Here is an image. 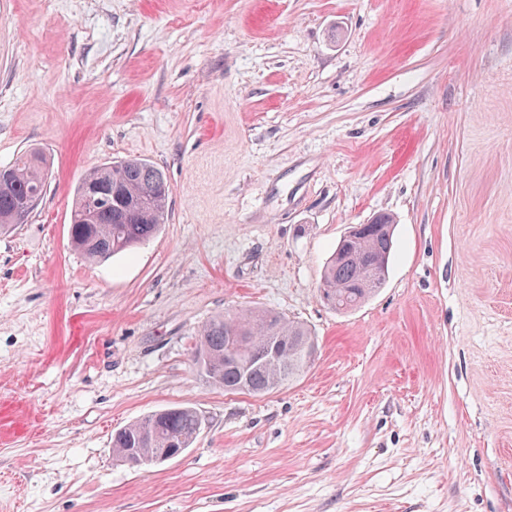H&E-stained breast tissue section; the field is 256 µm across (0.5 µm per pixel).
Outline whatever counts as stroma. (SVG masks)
<instances>
[{
    "label": "stroma",
    "mask_w": 512,
    "mask_h": 512,
    "mask_svg": "<svg viewBox=\"0 0 512 512\" xmlns=\"http://www.w3.org/2000/svg\"><path fill=\"white\" fill-rule=\"evenodd\" d=\"M53 163L0 232V512H512V0H0V165ZM144 158L168 221L88 262L83 175ZM395 220L382 288L319 292L350 226ZM272 308L315 361L262 395L193 365ZM195 408L181 456L112 433ZM202 425L201 416L191 407L164 409L116 431L112 436V453L119 461L132 467L161 464L179 454L162 452L170 448H189ZM140 456L145 457L137 464Z\"/></svg>",
    "instance_id": "35a3bbf8"
}]
</instances>
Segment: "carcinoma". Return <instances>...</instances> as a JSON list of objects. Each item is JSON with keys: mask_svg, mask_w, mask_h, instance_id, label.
Listing matches in <instances>:
<instances>
[{"mask_svg": "<svg viewBox=\"0 0 512 512\" xmlns=\"http://www.w3.org/2000/svg\"><path fill=\"white\" fill-rule=\"evenodd\" d=\"M50 163L39 150L21 153L0 168V230L23 224L43 198ZM170 186L163 171L146 159H124L87 173L75 191L71 211V243L91 261H105L152 239L168 220ZM392 217L381 214L364 225L362 234L347 244L337 243L323 270L319 291L332 309L345 313L382 287L386 274L364 277L363 264L372 255L391 257ZM252 337L262 349L276 336L286 354L276 369L257 364L242 379L239 363L224 359L225 346L238 334ZM316 342L303 323L272 310L226 313L206 321L198 330L194 365L207 382L227 393L263 395L299 376L308 367L305 346ZM203 425L191 407L168 408L134 421L112 436V453L137 466V458L170 448H189Z\"/></svg>", "mask_w": 512, "mask_h": 512, "instance_id": "cac0c4a2", "label": "carcinoma"}]
</instances>
